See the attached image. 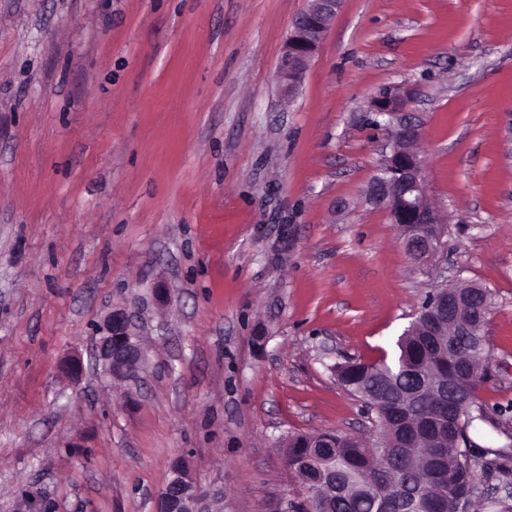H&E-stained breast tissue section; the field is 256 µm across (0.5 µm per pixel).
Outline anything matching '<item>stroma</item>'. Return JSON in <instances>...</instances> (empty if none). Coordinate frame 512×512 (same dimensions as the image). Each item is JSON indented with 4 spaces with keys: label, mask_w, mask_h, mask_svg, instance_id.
Wrapping results in <instances>:
<instances>
[{
    "label": "stroma",
    "mask_w": 512,
    "mask_h": 512,
    "mask_svg": "<svg viewBox=\"0 0 512 512\" xmlns=\"http://www.w3.org/2000/svg\"><path fill=\"white\" fill-rule=\"evenodd\" d=\"M307 3L0 0V512H156L179 458L224 512H292L281 439L372 437L331 367L445 278L495 295L479 397L512 426V0H343L288 104ZM397 86L448 223L424 263L365 200ZM119 308L125 382L96 359ZM409 99L410 94L407 91L397 92L393 89H385L373 99L372 109L378 116H388L391 123L393 118L403 111ZM99 334V359L106 373L113 378L133 377L141 364L142 352L129 332L125 312L113 311L99 327Z\"/></svg>",
    "instance_id": "stroma-1"
}]
</instances>
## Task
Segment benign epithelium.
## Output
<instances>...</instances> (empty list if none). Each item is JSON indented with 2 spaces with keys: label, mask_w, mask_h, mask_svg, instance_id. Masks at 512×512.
Returning <instances> with one entry per match:
<instances>
[{
  "label": "benign epithelium",
  "mask_w": 512,
  "mask_h": 512,
  "mask_svg": "<svg viewBox=\"0 0 512 512\" xmlns=\"http://www.w3.org/2000/svg\"><path fill=\"white\" fill-rule=\"evenodd\" d=\"M342 0H309L307 9L291 25L283 43L278 74L284 95L293 97L300 87L310 62L316 55L336 15ZM410 94L385 89L372 101L378 116L394 118L403 111ZM389 153L384 156L378 174L367 190L368 201L374 206L389 208L393 223L411 225L403 237L406 252L415 261L435 255L448 233V227L428 199L423 165L414 146L418 129L397 121L391 130ZM483 287L467 284L460 288L441 283L433 290L429 347L444 359L452 354L457 337L465 335L474 322L468 304ZM99 359L106 373L113 378L134 376L142 361L139 344L131 336L125 312L116 310L99 327ZM425 394L435 402L433 414L403 428V443L422 448V466L431 484L441 486L442 464L448 457V419L462 411L466 400L462 387L448 381V374L432 373V382L424 387ZM224 501V490H202L188 473L174 467L157 499V512H217L216 503Z\"/></svg>",
  "instance_id": "benign-epithelium-1"
}]
</instances>
